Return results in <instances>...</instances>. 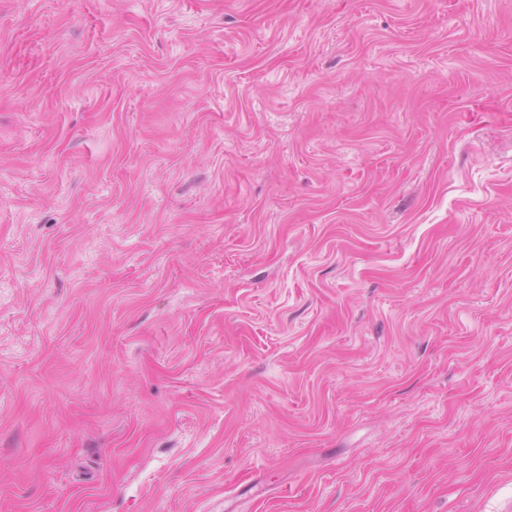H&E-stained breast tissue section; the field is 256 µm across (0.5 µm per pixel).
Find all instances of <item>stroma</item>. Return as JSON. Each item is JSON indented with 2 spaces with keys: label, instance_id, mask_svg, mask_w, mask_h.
Returning a JSON list of instances; mask_svg holds the SVG:
<instances>
[{
  "label": "stroma",
  "instance_id": "35a3bbf8",
  "mask_svg": "<svg viewBox=\"0 0 512 512\" xmlns=\"http://www.w3.org/2000/svg\"><path fill=\"white\" fill-rule=\"evenodd\" d=\"M0 512H512V0H0Z\"/></svg>",
  "mask_w": 512,
  "mask_h": 512
}]
</instances>
